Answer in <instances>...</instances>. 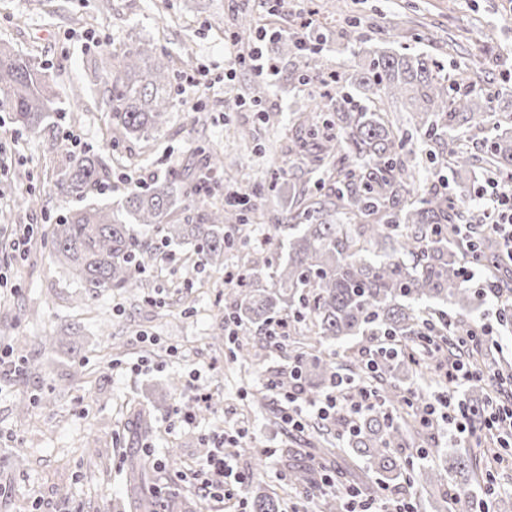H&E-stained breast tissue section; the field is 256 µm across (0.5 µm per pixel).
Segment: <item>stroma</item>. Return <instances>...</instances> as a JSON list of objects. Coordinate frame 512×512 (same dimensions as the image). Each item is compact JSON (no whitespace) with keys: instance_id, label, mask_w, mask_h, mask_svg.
Returning a JSON list of instances; mask_svg holds the SVG:
<instances>
[{"instance_id":"stroma-1","label":"stroma","mask_w":512,"mask_h":512,"mask_svg":"<svg viewBox=\"0 0 512 512\" xmlns=\"http://www.w3.org/2000/svg\"><path fill=\"white\" fill-rule=\"evenodd\" d=\"M239 0H113L109 13L98 0H0V41L46 69L61 96L81 85L94 59L130 44L150 42L173 57L190 53L176 72L180 102L152 137L105 147L106 118L98 102L105 85L88 89L81 110L63 109L38 133L16 134L0 123L7 166L0 171V211L12 213L0 233V350L17 366L0 396V512H128L124 476L133 448L150 456L157 474L146 490L178 494L199 512H252L260 492H277L281 512H306L292 469L324 466L340 487L373 486L361 460L338 446L322 455L309 415L304 429L270 425L288 403L269 391L292 362L288 350L243 362L222 331L228 290L224 276L198 271L188 245L170 246V257L146 272V288L130 297L105 291L85 297L67 266L53 255L51 231L71 207L55 184L79 146H102L109 191L106 205L124 198L139 179L154 181L183 170L191 150H218L224 169L210 175L207 204H223L225 191L260 194L281 161L278 138L290 134L293 113L308 109L307 91L293 87L286 62L262 99L281 113L266 124L252 102L228 112L224 101L260 82L248 56L276 59L277 44L249 31L242 42L225 39ZM256 15L262 27L303 36L309 50L348 72L362 63L360 44L384 39L398 27L396 49L440 59L460 74L480 57L493 95V122L512 125V0H287ZM359 22L363 41L343 39ZM197 77V86L185 84ZM200 121L188 126L187 112ZM252 127L255 138L237 142L233 130ZM55 344L39 347V337ZM212 397L202 411L200 394ZM230 454L249 484L224 502L203 497L197 468L215 449ZM290 456H282V449Z\"/></svg>"}]
</instances>
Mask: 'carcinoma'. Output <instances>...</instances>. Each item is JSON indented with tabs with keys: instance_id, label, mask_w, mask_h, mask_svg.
<instances>
[{
	"instance_id": "carcinoma-1",
	"label": "carcinoma",
	"mask_w": 512,
	"mask_h": 512,
	"mask_svg": "<svg viewBox=\"0 0 512 512\" xmlns=\"http://www.w3.org/2000/svg\"><path fill=\"white\" fill-rule=\"evenodd\" d=\"M364 63L354 75L333 70L320 58L302 52L298 41L279 37V54L293 57L298 84L317 80L336 89L298 115V131L281 145L283 158L298 161L312 175L313 186L291 185L286 200L296 224H274L265 248L244 255L239 272L243 290L229 304V316L240 326L261 334L258 346L240 333L229 336L236 355L246 360L257 347L280 350L298 327L309 341L299 343L288 377L279 381L283 393L310 401L343 379L350 394L374 392L384 406L348 422L332 419L323 453L347 436L348 448L378 475L377 486L388 488L408 480L402 459L392 448H408L429 437L438 423L426 419L428 398L420 391L407 397L399 373L427 378L432 362L465 364L480 357V371L491 376L483 385L474 381L476 398L461 403L472 434L485 425L479 405L493 382L503 378L501 359L489 346L471 340L467 316L493 295L507 305L506 277L499 274L498 250L490 229L480 226L482 212L474 194L451 195L442 174L452 172L461 188L468 185L473 161L489 177L512 180V131L485 141L484 155L472 158L464 137L481 132L490 117L487 97L472 88L471 78L448 74L424 54L389 51L376 46L361 49ZM175 59L151 43L137 44L112 55V66H94L89 83L108 86L99 107L109 119L107 139L149 138L167 122L174 106L172 72ZM45 69L0 43V111L8 113L19 132H35L61 111ZM351 87L352 97L344 92ZM403 98L412 116L410 127L392 119L389 99ZM443 145L441 155L422 156L408 147L415 136ZM223 160L209 153L199 176L171 174L149 187L130 189L117 208L86 203L102 192L107 177L99 150L86 147L73 156L57 190L82 202L54 225L53 250L68 265L86 295L105 290L125 291L143 286L142 275L172 243L188 244L200 266L224 267V252L233 242L226 224H263L268 206L281 197V176L267 185L268 205L244 206L227 195L224 208L200 210L209 192L207 173L222 168ZM287 233L288 259L274 262L279 236ZM483 265L496 287L473 286L464 276L467 263ZM272 269V286L257 285L261 273ZM280 326L278 336L270 334ZM362 337L376 354L377 367L351 355L334 360L321 345L330 340ZM448 474L463 479L445 482L442 473L423 472L427 487L438 485L436 512L453 502L459 512H512V498L495 492L490 473L475 472L479 458L447 455ZM484 481V496L476 498L473 483ZM143 466L129 470L126 484L132 512H180L183 499L169 496L158 502L144 492ZM252 512H279L277 493L264 492L252 501Z\"/></svg>"
}]
</instances>
